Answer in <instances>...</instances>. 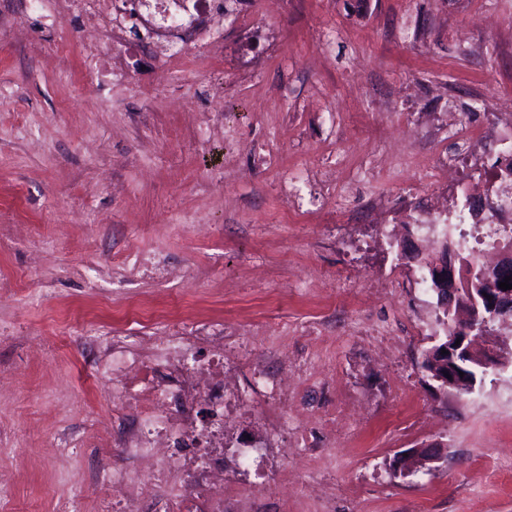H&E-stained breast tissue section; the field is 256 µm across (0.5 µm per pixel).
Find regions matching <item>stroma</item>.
<instances>
[{
	"label": "stroma",
	"mask_w": 512,
	"mask_h": 512,
	"mask_svg": "<svg viewBox=\"0 0 512 512\" xmlns=\"http://www.w3.org/2000/svg\"><path fill=\"white\" fill-rule=\"evenodd\" d=\"M25 4L0 0V512H105L134 465L94 426L91 337L155 329L224 332V512H512V365L434 389L436 299L395 247L479 172L391 164L455 161L451 131L417 134L450 108L496 159L512 0H280L246 75L233 18L222 57L167 70L85 49L72 13L14 33ZM439 460H441V456L435 448H416L411 453H407V457H404V453L398 455L393 462L400 473L408 474L411 468L413 472L419 463L426 465ZM413 462L416 463L415 466H413Z\"/></svg>",
	"instance_id": "35a3bbf8"
}]
</instances>
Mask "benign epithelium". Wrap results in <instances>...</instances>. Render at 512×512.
I'll return each mask as SVG.
<instances>
[{"instance_id": "1", "label": "benign epithelium", "mask_w": 512, "mask_h": 512, "mask_svg": "<svg viewBox=\"0 0 512 512\" xmlns=\"http://www.w3.org/2000/svg\"><path fill=\"white\" fill-rule=\"evenodd\" d=\"M457 257L453 251L441 252L434 256L430 263L431 279L443 290L441 294V308L448 312V323L452 325V335L448 337V344L444 348L435 347L425 352L422 357L423 364L429 367L432 377L456 392L471 393L474 391L469 376H460L462 370L458 362V352L466 349L483 369H497L505 366L507 359L495 347L478 349L475 347L474 322L480 318L479 303H484L491 315L503 322L512 321V289L502 290L499 283L505 278H512V250L505 249L502 258L494 266L473 262L463 275L468 279L477 276L484 285L481 289L482 297L459 296L457 286ZM446 353H441V350ZM441 460L439 452L432 448H416L407 455H398L394 460L395 467L403 474L410 473L413 464L436 463Z\"/></svg>"}]
</instances>
